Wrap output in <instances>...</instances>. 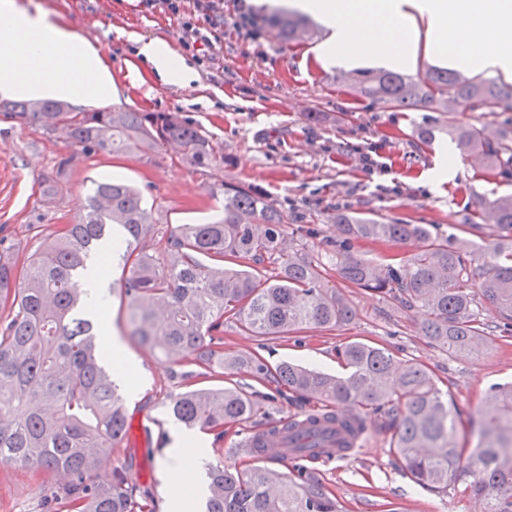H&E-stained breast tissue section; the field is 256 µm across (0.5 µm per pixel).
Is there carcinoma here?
<instances>
[{
  "mask_svg": "<svg viewBox=\"0 0 512 512\" xmlns=\"http://www.w3.org/2000/svg\"><path fill=\"white\" fill-rule=\"evenodd\" d=\"M297 39L308 20L274 17ZM352 92L391 112L466 109L483 115L512 101V84L431 69L414 78L388 69L341 74ZM62 133L86 152H155L176 144L178 159L207 168L216 159L209 138L177 112L125 107L74 112L62 101L0 102V112ZM457 149L476 167L512 178V118L498 127L448 128ZM481 259L469 243L432 232L428 224H385L373 215L336 212L334 273L347 288L379 296L397 308L423 312L421 332L461 352L494 336L512 339V195L491 202ZM283 209L240 185L224 186V217L209 224L153 223L140 193L119 180L97 184L76 224H57L49 245L32 252L0 250V467L35 479L43 512H157L132 463L112 464L129 416L112 364L97 338L88 266L115 256L120 291L129 308V336L175 366L168 395L172 417L188 429L224 441V428L269 416L270 397L226 388L224 371L274 384L281 395L329 411L384 417L402 468L432 493L459 487L483 512H512V382L486 396L493 414L468 418L473 448L460 446L462 412L448 405L425 366L385 348L353 341L340 348L337 377L290 362L271 365L256 351L224 354V326L265 341L304 329H344L357 310L328 286L331 272L295 250L281 226ZM425 243L415 253L371 261L353 252L358 241L395 248ZM488 308L494 325L485 322ZM310 429L298 448H320ZM205 512H342L325 482L296 462L289 475L267 467H207Z\"/></svg>",
  "mask_w": 512,
  "mask_h": 512,
  "instance_id": "cac0c4a2",
  "label": "carcinoma"
}]
</instances>
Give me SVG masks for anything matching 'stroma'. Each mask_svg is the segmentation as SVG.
Instances as JSON below:
<instances>
[{"mask_svg": "<svg viewBox=\"0 0 512 512\" xmlns=\"http://www.w3.org/2000/svg\"><path fill=\"white\" fill-rule=\"evenodd\" d=\"M65 23L76 39L91 42L111 63L116 91L112 103L134 110L177 112L210 139L217 159L205 169L178 161L172 149L118 155L85 152L62 135L23 124L0 113V242L7 246L42 245L39 225L73 224L83 214L97 182L116 178L140 189L159 224H204L221 211L222 185L255 189L279 205L289 218L284 236L295 238L315 260L330 263L336 248L333 215L369 213L386 222L430 224L435 232L455 234L477 244L474 230L485 204L512 194V180L457 158L440 173L451 142L418 139L420 127L494 122L507 112L482 116L459 110L388 112L368 105L342 83L339 67L325 65L320 46L326 31L311 21L304 38L288 41L271 20L270 0H251L259 16L260 37L247 41L233 24L219 30L206 48L208 64L193 62L184 47L192 35L176 16L140 10L137 0H17ZM158 38L184 60L192 61L196 81L167 84L137 53V38ZM378 155L387 174L366 177L362 156ZM106 336L120 338L137 367L125 384V404L143 424L130 433L128 446L143 481L158 501V512H173L164 464L174 421L166 396L174 386L171 364L139 347L127 336V305L120 297L119 268H111ZM358 311L348 329H308L265 348L224 329V350L260 349L270 363L294 360L341 374L337 351L361 340L394 351L432 371L450 402L463 414L479 415L490 387L512 380V341H490L483 349L452 354L422 335L419 310L396 311L378 296L356 288L346 291ZM390 435L381 418L371 420L369 438L350 459L315 463L346 512H471L473 499L457 489L435 494L414 484L389 450Z\"/></svg>", "mask_w": 512, "mask_h": 512, "instance_id": "obj_1", "label": "stroma"}]
</instances>
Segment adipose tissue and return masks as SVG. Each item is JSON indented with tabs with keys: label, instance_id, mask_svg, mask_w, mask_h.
I'll return each instance as SVG.
<instances>
[{
	"label": "adipose tissue",
	"instance_id": "1",
	"mask_svg": "<svg viewBox=\"0 0 512 512\" xmlns=\"http://www.w3.org/2000/svg\"><path fill=\"white\" fill-rule=\"evenodd\" d=\"M293 6L328 30L323 55L342 66H402L414 59L423 40L433 56H452L458 66L512 73V0H294ZM415 13L426 23L421 38L407 26ZM0 34L8 39L0 49V94L111 101L112 72L104 58L46 13L0 0ZM137 53L168 83L184 86L194 79L192 69L161 40L140 42ZM205 463L198 441L175 433L166 471L179 505L202 493L195 473Z\"/></svg>",
	"mask_w": 512,
	"mask_h": 512
}]
</instances>
